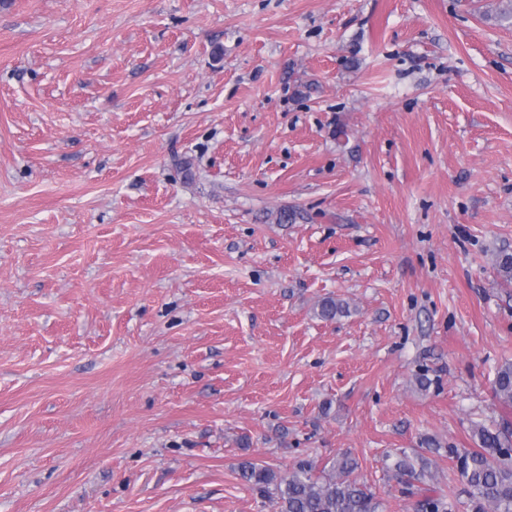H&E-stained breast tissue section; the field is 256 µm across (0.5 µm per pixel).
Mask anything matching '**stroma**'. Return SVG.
<instances>
[{
    "label": "stroma",
    "instance_id": "obj_1",
    "mask_svg": "<svg viewBox=\"0 0 512 512\" xmlns=\"http://www.w3.org/2000/svg\"><path fill=\"white\" fill-rule=\"evenodd\" d=\"M511 5L0 0V512H278L241 462L343 456L414 512L402 450L473 512Z\"/></svg>",
    "mask_w": 512,
    "mask_h": 512
}]
</instances>
